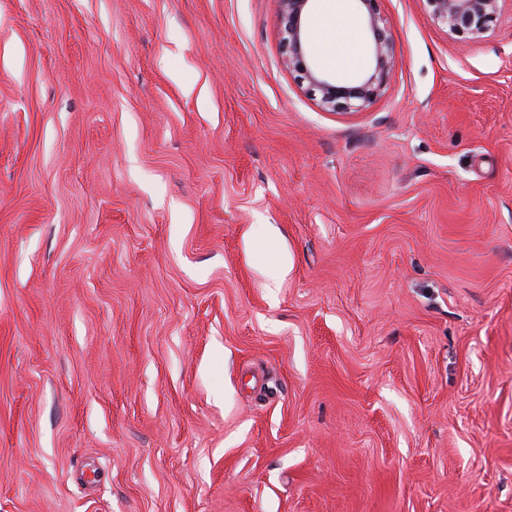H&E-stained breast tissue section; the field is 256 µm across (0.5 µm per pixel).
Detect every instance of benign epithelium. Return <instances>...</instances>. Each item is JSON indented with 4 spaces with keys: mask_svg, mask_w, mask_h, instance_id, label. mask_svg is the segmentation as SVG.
I'll return each instance as SVG.
<instances>
[{
    "mask_svg": "<svg viewBox=\"0 0 512 512\" xmlns=\"http://www.w3.org/2000/svg\"><path fill=\"white\" fill-rule=\"evenodd\" d=\"M312 0H278L280 53L283 64L297 73L307 92L325 111L344 113L368 109L386 91L394 69L392 23L381 0H357L364 9L374 66L358 83L337 85L307 63L303 50L302 17ZM432 20L461 39L480 37L496 27L506 0H421Z\"/></svg>",
    "mask_w": 512,
    "mask_h": 512,
    "instance_id": "benign-epithelium-1",
    "label": "benign epithelium"
}]
</instances>
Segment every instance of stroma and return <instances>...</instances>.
<instances>
[{
  "mask_svg": "<svg viewBox=\"0 0 512 512\" xmlns=\"http://www.w3.org/2000/svg\"><path fill=\"white\" fill-rule=\"evenodd\" d=\"M380 7L340 114L277 0H0V512H512V9ZM316 0H278L280 53L283 64L297 73L300 83L325 111L344 113L368 109L386 91L394 69L392 23L380 8L381 0H356L364 9L374 66L358 83L337 85L307 63L303 50L302 17L310 2ZM510 0H421L432 20L461 39L480 37L496 27L503 3Z\"/></svg>",
  "mask_w": 512,
  "mask_h": 512,
  "instance_id": "stroma-1",
  "label": "stroma"
}]
</instances>
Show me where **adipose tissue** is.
<instances>
[{
  "mask_svg": "<svg viewBox=\"0 0 512 512\" xmlns=\"http://www.w3.org/2000/svg\"><path fill=\"white\" fill-rule=\"evenodd\" d=\"M322 9L330 19L327 30L317 37L324 59L342 72L358 68L363 52L351 4L347 0H326Z\"/></svg>",
  "mask_w": 512,
  "mask_h": 512,
  "instance_id": "obj_1",
  "label": "adipose tissue"
}]
</instances>
